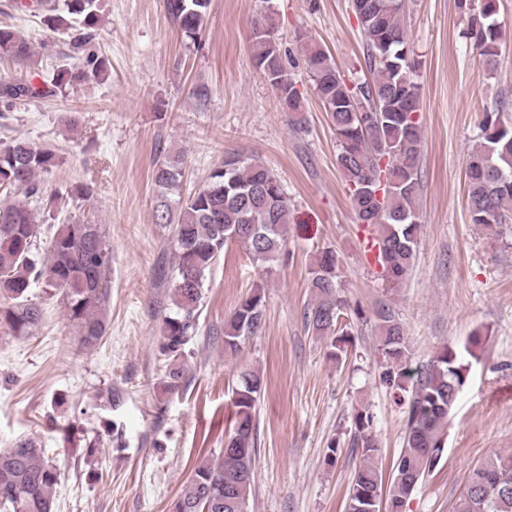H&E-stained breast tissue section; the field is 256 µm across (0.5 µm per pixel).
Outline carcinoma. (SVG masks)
Instances as JSON below:
<instances>
[{
    "mask_svg": "<svg viewBox=\"0 0 512 512\" xmlns=\"http://www.w3.org/2000/svg\"><path fill=\"white\" fill-rule=\"evenodd\" d=\"M210 3L164 0V7L184 37L196 43ZM457 6L469 15L466 37L495 69L501 38L497 0H480L477 6L472 0H457ZM17 7L45 12L48 26L70 35L72 47L82 57L78 65L64 64L40 84L22 77L1 81V112L74 82L105 77L107 59L90 50L100 23L99 0H19ZM352 9L371 79L345 78L330 56L311 43L303 46V55L336 134V162L350 201L361 223L369 227L367 245L374 250L379 275L398 284L414 268L420 235L416 201L422 136L418 119L411 117L420 112V86L408 61L405 0H352ZM250 39L257 68L280 94L294 125L303 126L300 94L266 17L255 22ZM32 55L28 39L0 26V57L21 67ZM186 164L183 152L168 151L159 154L153 168L154 221L169 228L176 257L172 276L159 273L163 280L171 278L172 288V308L163 318L158 341L165 360L163 391L169 395L184 389L205 284L225 247L243 237L253 261L273 263L285 255L291 221L283 185L264 165L229 154L211 168L202 189L185 195ZM58 165V155L48 147L22 138L0 142V189L25 196L23 201L0 205V330L14 337L34 335L43 309L31 298V289L41 284L49 296H60L80 346L94 348L107 329L104 310L112 248L99 224L75 221L47 226L41 219L68 204V197L46 193L39 181ZM466 172L472 223L512 224V125L503 122L500 113L485 114ZM337 269L336 252L322 251L310 269L314 300L305 312L308 327L330 339V356L335 360L342 358L348 343L339 328L350 310L337 291ZM374 316L378 350L385 359L383 381L408 394L405 433L385 489L372 416L365 410L357 412L351 448L361 450V461L354 470L345 512H375L383 492L394 512H402L406 499L442 458L448 422L466 382L462 352L445 346L429 363L411 368L404 360V326L395 312L382 307ZM264 321L265 294L257 284L224 320V354L236 355L246 338L262 330ZM263 387L259 372L241 368L232 387L233 429L224 438V447L232 452L199 461L170 512H249ZM60 482L61 472L49 461L41 441L28 438L0 450V512H54ZM456 512H512L511 453L490 454L470 470Z\"/></svg>",
    "mask_w": 512,
    "mask_h": 512,
    "instance_id": "1",
    "label": "carcinoma"
}]
</instances>
